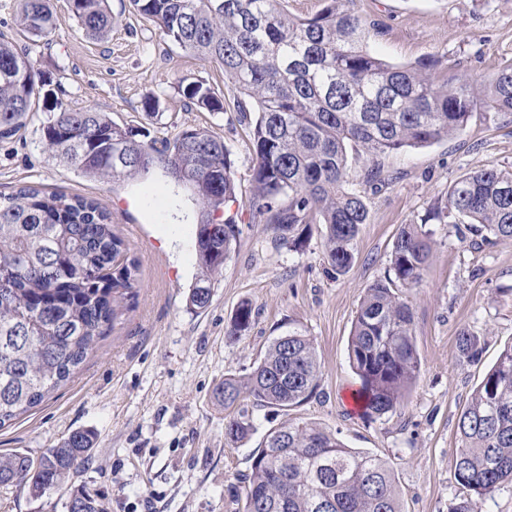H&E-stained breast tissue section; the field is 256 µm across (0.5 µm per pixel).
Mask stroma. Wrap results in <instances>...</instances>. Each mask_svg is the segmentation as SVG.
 Segmentation results:
<instances>
[{
  "instance_id": "35a3bbf8",
  "label": "stroma",
  "mask_w": 512,
  "mask_h": 512,
  "mask_svg": "<svg viewBox=\"0 0 512 512\" xmlns=\"http://www.w3.org/2000/svg\"><path fill=\"white\" fill-rule=\"evenodd\" d=\"M346 9L374 22L370 49L394 64L431 60L449 84L489 80L512 59V0H344ZM112 31L87 36L69 9L55 0L50 40L23 33L19 0H0V35L18 49H35L38 68L62 89L75 110L108 113L117 124L149 129L169 139L205 128L232 152L238 241L213 279L206 310L187 304L201 274L195 250L199 206L162 170L104 182L51 158L42 147L47 108L26 128L0 143V192L23 185L95 199L112 215L113 230L137 265L138 285L124 311L73 377L44 402L0 427V453L40 454L70 432L96 434L91 458L71 479L104 512H241L250 456L267 433L308 421L336 433L347 447L378 455L394 469L403 512H451L460 487L454 476L457 421L487 369L512 344V239L478 244L455 225L429 219L449 185L478 170H512V115L472 118L462 135L388 156L391 182L379 191L352 163L350 187L364 196L362 225L352 267L334 274L317 224L306 247L291 251L250 205L251 128L234 110L236 92L224 73L161 36L134 14L128 0H109ZM202 80L224 101L222 112L188 104L183 85ZM158 102L146 118V98ZM421 224L432 252L418 284L405 288L413 311L420 375L401 406L368 419L354 407L358 388L347 342L366 289L391 275L390 257L401 225ZM255 313L250 331L226 336L241 303ZM298 326L310 336L321 366L315 395L284 411L253 407L256 429L234 442L224 433L225 411L216 387L229 374L245 375L273 337ZM477 336L480 363L460 362L461 330ZM67 494L39 499L0 488V512H64Z\"/></svg>"
}]
</instances>
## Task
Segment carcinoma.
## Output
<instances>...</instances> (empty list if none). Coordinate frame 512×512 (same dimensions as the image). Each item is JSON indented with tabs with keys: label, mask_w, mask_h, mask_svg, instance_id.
I'll return each mask as SVG.
<instances>
[{
	"label": "carcinoma",
	"mask_w": 512,
	"mask_h": 512,
	"mask_svg": "<svg viewBox=\"0 0 512 512\" xmlns=\"http://www.w3.org/2000/svg\"><path fill=\"white\" fill-rule=\"evenodd\" d=\"M282 0H129L132 10L161 35L224 70L238 92L236 112L254 121L253 197L250 204L282 245L299 251L312 225L325 226V256L340 275L355 261L360 228L368 222L363 197L347 187L350 155L370 163L367 178H381L379 158L457 137L474 113L512 114V63L485 84L436 83L428 65L392 64L368 47L373 24L326 0L311 18L289 15ZM74 17L95 39L112 31L108 0H70ZM20 25L50 39L56 29L51 0H22ZM31 52L0 39V142L12 140L43 100L51 118L43 148L52 158L99 179L144 176L155 168L187 187L201 206L196 251L203 278L188 300L208 308L212 279L239 236L224 205L236 199V173L224 140L203 128L174 139L141 141L105 112L77 111L50 95ZM189 103L210 112L224 102L203 81L183 89ZM120 146L128 156L113 162ZM432 219L463 224L491 243L512 238V171L481 170L454 181ZM428 233L401 227L390 264L394 278L378 280L360 300L347 354L360 379L355 397L366 416H381L403 402L420 373L413 313L395 289L418 282L430 255ZM124 243L98 203L25 186L0 194V426L39 405L66 382L119 316V298L135 286L136 268L120 262ZM253 323L239 306L226 335L238 338ZM459 358L480 361L479 338L463 329ZM320 363L313 340L299 327L277 336L246 377L224 376L217 400L228 411L225 435L250 437L254 418L232 411L242 396L256 407L288 410L318 387ZM455 478L465 490L453 512H482L481 500L512 483V345L505 348L461 411ZM95 434L74 430L34 457L0 455V485L35 499L68 485L90 459ZM244 512H402L386 461L348 448L311 422L270 432L251 455ZM73 512H102L95 499L73 490Z\"/></svg>",
	"instance_id": "carcinoma-1"
}]
</instances>
